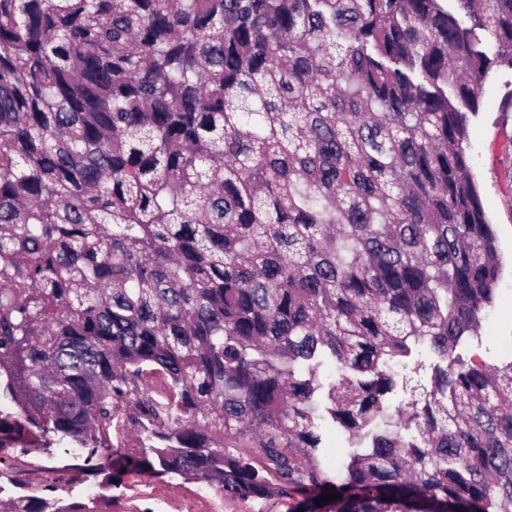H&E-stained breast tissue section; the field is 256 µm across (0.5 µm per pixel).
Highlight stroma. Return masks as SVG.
Here are the masks:
<instances>
[{
  "mask_svg": "<svg viewBox=\"0 0 512 512\" xmlns=\"http://www.w3.org/2000/svg\"><path fill=\"white\" fill-rule=\"evenodd\" d=\"M512 70L492 73L481 94L479 110L470 120L468 154L471 173L480 189L485 211L494 225L504 276L477 335L456 349L460 360L502 365V350L512 340ZM438 359L428 345L413 347L410 356L392 363L399 376L413 387L429 386ZM45 456L13 449L0 462V485L17 482L31 488L54 484L63 503L79 502L94 512H295L292 499H227L207 485L177 475L152 477L126 472L119 485L104 487L99 480H55Z\"/></svg>",
  "mask_w": 512,
  "mask_h": 512,
  "instance_id": "35a3bbf8",
  "label": "stroma"
}]
</instances>
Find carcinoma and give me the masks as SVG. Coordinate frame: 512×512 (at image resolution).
Instances as JSON below:
<instances>
[{"mask_svg": "<svg viewBox=\"0 0 512 512\" xmlns=\"http://www.w3.org/2000/svg\"><path fill=\"white\" fill-rule=\"evenodd\" d=\"M502 68L512 0H0V451L503 512L512 360L454 356L503 274L467 153ZM420 342L431 386L374 426ZM321 409L370 440L337 482Z\"/></svg>", "mask_w": 512, "mask_h": 512, "instance_id": "cac0c4a2", "label": "carcinoma"}]
</instances>
